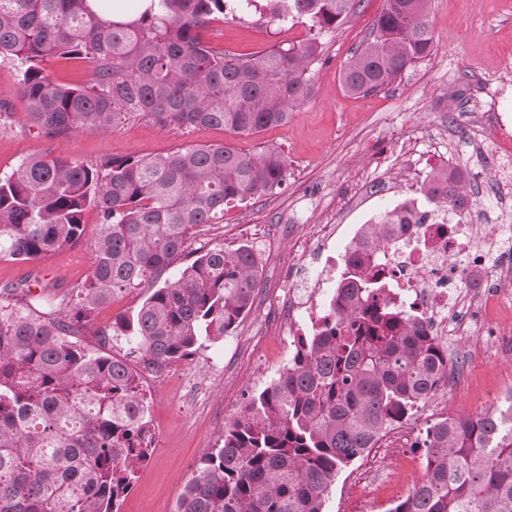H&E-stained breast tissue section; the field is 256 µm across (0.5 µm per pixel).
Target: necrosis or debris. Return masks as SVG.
I'll list each match as a JSON object with an SVG mask.
<instances>
[{"instance_id":"1","label":"necrosis or debris","mask_w":512,"mask_h":512,"mask_svg":"<svg viewBox=\"0 0 512 512\" xmlns=\"http://www.w3.org/2000/svg\"><path fill=\"white\" fill-rule=\"evenodd\" d=\"M512 247V226L475 224L442 210L426 223L407 224L384 254L386 292L392 303L416 307L432 335L450 342L457 336L476 337V348L491 352L484 331L491 306L512 298V262L495 261L496 252ZM482 280L479 288L470 279ZM287 300L276 321L280 334L301 322L320 318L322 283L310 290L288 287Z\"/></svg>"}]
</instances>
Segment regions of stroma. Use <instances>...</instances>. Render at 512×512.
I'll return each instance as SVG.
<instances>
[{"instance_id":"1","label":"stroma","mask_w":512,"mask_h":512,"mask_svg":"<svg viewBox=\"0 0 512 512\" xmlns=\"http://www.w3.org/2000/svg\"><path fill=\"white\" fill-rule=\"evenodd\" d=\"M383 6L384 0H362L356 15L322 31L307 19L263 23L250 11L209 23L203 39L237 52L311 38L320 44L310 71L313 95L288 124L250 137L221 128L162 129L142 118L105 133L50 139L37 132L19 98L15 62L0 61V102L12 108L9 124L0 126V175L31 156L64 155L95 164L197 144H226L245 154L272 145L288 158V177L276 194L230 208L223 223L197 228L191 240L195 248L213 242L253 246L261 268L258 294L233 335L185 362L195 386L176 392L164 377L150 381L152 422L161 434L120 512H174L186 478L223 439L225 425L287 364L292 336L252 342L283 299L285 273L300 279L332 274V255L361 225L412 197L419 182L443 165L463 172L474 200V223H491L501 203L512 206V182L501 176L506 162L499 143L500 136H512V0H433L431 54L388 89L348 95L341 71ZM316 224L335 225V235L327 252L302 256L312 245ZM90 264L84 243L41 261L0 259V286L34 279L47 293L61 294L87 278ZM472 343L463 337L449 351L459 383L443 388L437 403L419 407L410 426L423 429L452 414H479L512 391V348L485 358L470 355ZM388 448V440H381L371 451L375 465L360 459L339 474L327 512H368L377 503L387 510L409 493L423 476V451L408 447L392 457Z\"/></svg>"}]
</instances>
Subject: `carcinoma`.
I'll list each match as a JSON object with an SVG mask.
<instances>
[{
  "label": "carcinoma",
  "mask_w": 512,
  "mask_h": 512,
  "mask_svg": "<svg viewBox=\"0 0 512 512\" xmlns=\"http://www.w3.org/2000/svg\"><path fill=\"white\" fill-rule=\"evenodd\" d=\"M361 0H150L137 19L107 18L111 0H0V58L20 69L19 94L41 133L106 132L146 116L159 127H222L240 136L288 123L314 92L317 39L237 53L201 29L235 4L323 30ZM431 0H385L342 73L345 91L391 86L430 55ZM49 59L90 62L80 86L56 82ZM288 175L278 148L242 154L195 145L97 164L30 157L0 176V257L32 262L85 239L88 277L68 300L26 284L0 287V512H120L151 451L150 409L131 360L149 370L232 335L260 278L250 245L189 250L195 228L235 204L273 194ZM425 204L470 210L461 172L443 166L420 187ZM98 213L88 229L84 214ZM406 200L362 225L340 269L324 325L224 428L196 465L175 512H325L336 476L377 447L441 387L448 346L417 314L390 304L379 266ZM189 258L177 272L174 263ZM148 285L140 306L83 334L98 309ZM129 352L105 350L112 337ZM423 476L387 512H512V391L478 415L425 430Z\"/></svg>",
  "instance_id": "carcinoma-1"
}]
</instances>
